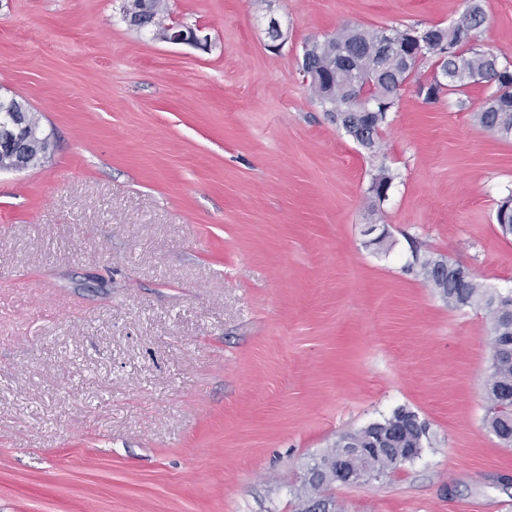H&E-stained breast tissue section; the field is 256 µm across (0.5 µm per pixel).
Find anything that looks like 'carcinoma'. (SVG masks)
<instances>
[{
    "instance_id": "1",
    "label": "carcinoma",
    "mask_w": 512,
    "mask_h": 512,
    "mask_svg": "<svg viewBox=\"0 0 512 512\" xmlns=\"http://www.w3.org/2000/svg\"><path fill=\"white\" fill-rule=\"evenodd\" d=\"M487 17L480 0H464V8L447 27H435L453 49L450 55H443L434 47L421 46L418 57H435V69L439 74L432 79L419 82L427 86L426 100H436L440 95H463L470 83H489L497 85V97L486 100L474 113L475 121L485 130L499 135L503 139L512 137V68L502 66L498 56L490 50H478L472 42L477 32L486 24ZM413 28L348 29L326 37L322 41L307 42L303 45L302 57L306 64L301 66L303 76L315 72L320 77L321 90L316 94L320 104L332 120L344 129H350L351 137H370L379 139L382 123L386 114H381L379 124L369 125L361 113L356 111L357 104L350 101L346 94V85L356 84V97L375 104L385 105L390 110L395 99L388 93L417 80L416 62L406 64L405 55L412 45ZM392 40L393 50L381 56L375 51L376 45L384 39ZM23 112L21 135L26 139L23 158L11 151L0 150V169L23 163L27 169L41 163L40 152L51 141L41 139L39 120L27 104L16 101ZM439 258L426 257L419 261V274L432 284L448 306L461 310L477 307L486 310L492 319L493 346L490 380L486 384V398L489 401L487 425L492 427L506 443H512V411L506 401L505 392L512 391V295L503 296L479 283L470 276L465 284L457 282L441 283L435 276L434 264ZM378 435L391 442L389 453L384 458L371 463L372 474L381 476L400 467L403 461L397 459L402 448H421L428 439L427 424L412 418L398 424L394 416L379 422ZM349 438L354 444L363 443V430L345 433L338 438L330 449L320 457L315 465L326 468L330 456L340 447V442ZM333 484L320 480L309 482L302 479L294 493V512H303L305 497L328 496Z\"/></svg>"
}]
</instances>
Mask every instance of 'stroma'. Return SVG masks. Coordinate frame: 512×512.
I'll return each instance as SVG.
<instances>
[{
    "instance_id": "stroma-1",
    "label": "stroma",
    "mask_w": 512,
    "mask_h": 512,
    "mask_svg": "<svg viewBox=\"0 0 512 512\" xmlns=\"http://www.w3.org/2000/svg\"><path fill=\"white\" fill-rule=\"evenodd\" d=\"M166 3L202 44L134 30L125 0H0V96L54 143L0 171V512H292L314 458L401 408L429 447L335 486L345 512H512L492 325L413 266L512 291V139L473 118L493 87L408 83L372 154L300 72L307 41L445 27L462 0ZM482 5L474 43L512 67V0Z\"/></svg>"
}]
</instances>
